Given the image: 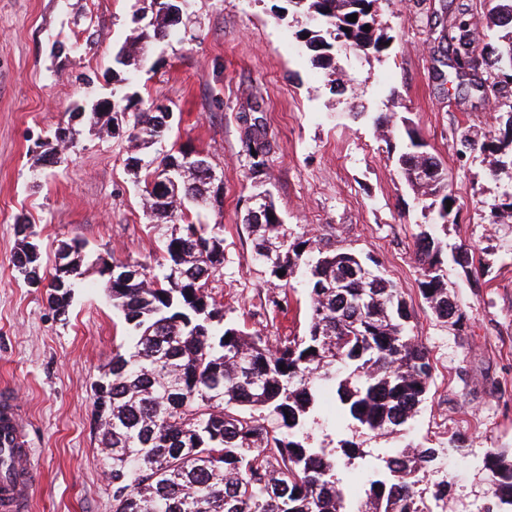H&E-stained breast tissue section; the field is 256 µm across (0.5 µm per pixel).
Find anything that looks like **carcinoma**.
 Here are the masks:
<instances>
[{
	"mask_svg": "<svg viewBox=\"0 0 512 512\" xmlns=\"http://www.w3.org/2000/svg\"><path fill=\"white\" fill-rule=\"evenodd\" d=\"M377 0H288L315 17L305 44L315 67L327 68L338 47L380 53L391 37L380 31L373 9ZM135 0L134 17L148 20L145 29L127 38L114 61L144 68L147 44L177 37L178 13L189 0ZM357 14V21L347 17ZM469 9L457 10L446 38L448 67L467 77L463 59L474 54ZM490 25L479 54L482 84L500 94L498 134L478 136L468 129L457 135L459 154L478 152L490 173L512 180V0H495ZM370 30H364V26ZM506 33L499 35L496 29ZM142 99L112 94V108L97 103L91 116L110 119L98 126L101 137L120 134L132 125L126 165L150 184L158 168L182 158L168 154L154 167L139 151L166 134L163 115L141 110ZM395 163L422 208L434 210L441 224L456 201L448 189V173L425 150L410 128ZM255 151L251 171L264 175L268 142L259 134L248 138ZM195 185L187 196L172 187L165 200H146L150 221L168 224L159 273L140 268L131 281L105 289L112 307L133 331L132 343L112 354L103 386L94 391L101 445L112 483V512H445L448 482L435 484L430 506L421 488L439 458L436 448H395L366 460L356 442L338 441L332 448L307 443L305 428L321 387L334 388L342 416L356 427L380 435L402 431L428 396L433 366L427 348L413 334L411 313L403 292L378 269L361 272L367 259L340 251L329 240L290 239L270 194L262 218L246 214L243 223L253 237L258 260L279 288L288 287L296 260L310 252L308 268L309 323L302 336L272 346L267 338L224 321L208 291L211 278L224 265L221 225L193 221L186 204L207 203L209 184L185 168L179 183ZM495 219L512 217V184L491 207ZM28 224L17 225L22 236L13 265L35 271L39 256L29 241ZM447 245L429 231L417 237L419 291L440 319L459 324L463 314L451 297L442 256ZM192 271L182 280L168 276L171 265ZM284 275H278V271ZM63 283L49 281V301L58 315L67 312L79 276ZM356 467L369 470L365 496L348 497L344 484ZM492 483L495 512H512V451L500 448L484 460Z\"/></svg>",
	"mask_w": 512,
	"mask_h": 512,
	"instance_id": "1",
	"label": "carcinoma"
}]
</instances>
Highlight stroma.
Here are the masks:
<instances>
[{"label":"stroma","instance_id":"1","mask_svg":"<svg viewBox=\"0 0 512 512\" xmlns=\"http://www.w3.org/2000/svg\"><path fill=\"white\" fill-rule=\"evenodd\" d=\"M132 4L0 0V389L25 411L40 472L29 512H112L91 386L128 327L103 292L100 266L155 264L170 232L144 215L126 137L103 140L89 129L93 104L116 91L171 112L150 155L199 152L224 182L222 203L202 209L201 219L224 227V266L211 295L225 320L273 344L307 324L303 278L275 287L242 223L262 190L292 235L371 258L407 299L433 372L402 438L356 429L327 396L306 427L310 444L350 439L374 456L402 443L439 449L447 512H484L492 487L483 459L512 448V221H487L507 177H492L481 157L457 154L460 129L492 133L497 100L452 88L440 32L468 7L482 47L491 0H378L388 49L377 58L337 49L326 70L312 65L301 22L280 18L286 0H192L178 38L155 44L154 70L137 73L113 61L137 27ZM332 70L351 78L352 95L333 91ZM382 112L408 121L448 171L458 215L447 223L444 261L464 326L438 319L418 290L415 240L437 215L397 170L373 124ZM251 124L270 144L259 180L247 155ZM67 125L80 132L77 146L48 172L37 141ZM20 224L33 225L46 275L58 243L84 241L82 283L67 316L53 310L47 286H30L15 270ZM468 246L482 250L470 274L455 261Z\"/></svg>","mask_w":512,"mask_h":512}]
</instances>
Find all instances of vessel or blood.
<instances>
[{
    "instance_id": "b4317fda",
    "label": "vessel or blood",
    "mask_w": 512,
    "mask_h": 512,
    "mask_svg": "<svg viewBox=\"0 0 512 512\" xmlns=\"http://www.w3.org/2000/svg\"><path fill=\"white\" fill-rule=\"evenodd\" d=\"M0 451L9 456L16 470L12 477L0 475V512H26L37 475L34 450L22 426L18 405L7 392L0 394Z\"/></svg>"
}]
</instances>
